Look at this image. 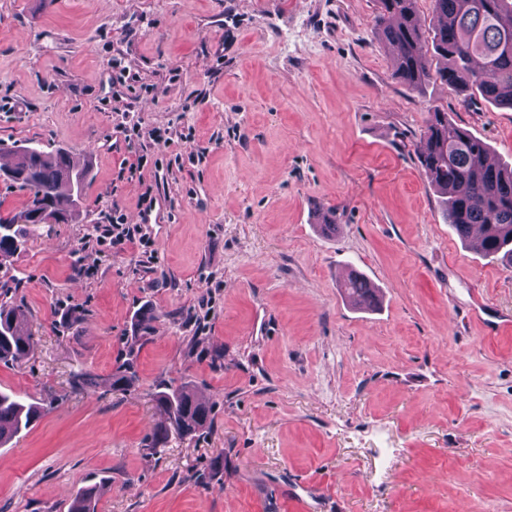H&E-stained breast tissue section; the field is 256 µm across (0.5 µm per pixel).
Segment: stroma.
<instances>
[{"mask_svg":"<svg viewBox=\"0 0 512 512\" xmlns=\"http://www.w3.org/2000/svg\"><path fill=\"white\" fill-rule=\"evenodd\" d=\"M378 0H0V142L91 159L76 224L10 259L34 348L0 389L48 413L0 447V512H512V267L447 224L429 112L512 163V110L394 76ZM136 117L192 133L144 212L118 180L112 56ZM202 158L191 161L193 152ZM151 237L98 250L113 205ZM330 221L334 231L323 232ZM349 265L380 307L345 297ZM136 345L137 378L109 376ZM97 377L74 389L73 372ZM212 424L153 454L160 379Z\"/></svg>","mask_w":512,"mask_h":512,"instance_id":"1","label":"stroma"}]
</instances>
